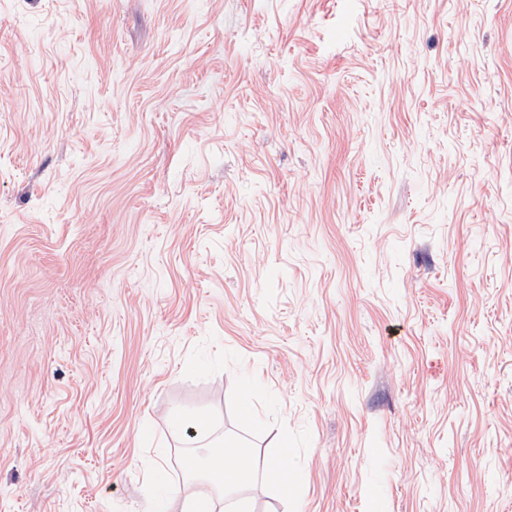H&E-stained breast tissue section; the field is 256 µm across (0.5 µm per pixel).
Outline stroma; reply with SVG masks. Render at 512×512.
I'll return each mask as SVG.
<instances>
[{"label": "stroma", "instance_id": "obj_1", "mask_svg": "<svg viewBox=\"0 0 512 512\" xmlns=\"http://www.w3.org/2000/svg\"><path fill=\"white\" fill-rule=\"evenodd\" d=\"M177 417L512 512V0H0V512H231Z\"/></svg>", "mask_w": 512, "mask_h": 512}]
</instances>
